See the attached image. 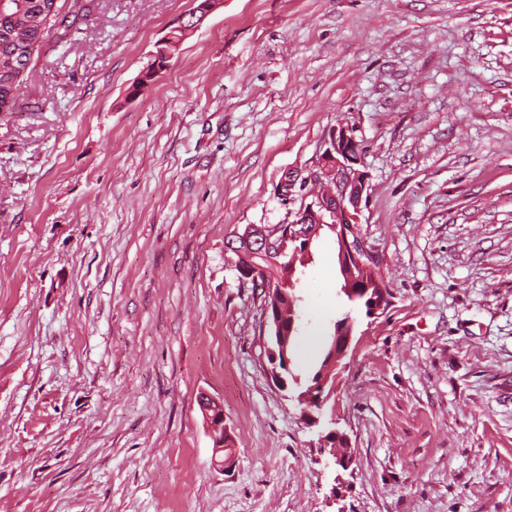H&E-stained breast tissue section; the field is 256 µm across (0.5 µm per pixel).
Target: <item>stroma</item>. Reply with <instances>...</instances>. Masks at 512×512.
<instances>
[{
  "label": "stroma",
  "mask_w": 512,
  "mask_h": 512,
  "mask_svg": "<svg viewBox=\"0 0 512 512\" xmlns=\"http://www.w3.org/2000/svg\"><path fill=\"white\" fill-rule=\"evenodd\" d=\"M192 6L92 0L0 112V512H512V0H217L129 99ZM341 124L392 294L337 381L346 470L224 249ZM312 255L299 376L344 307L333 235ZM171 34L174 45L181 44L183 32L172 30L155 44V51L151 54V60L144 67L140 76L141 85H149L162 71H164L174 58V52L171 50ZM201 405L217 454L224 451V443L227 441L224 438V410L218 401L208 396L202 398ZM327 429V432H318V441L321 449H323L324 453L327 452L332 457L335 465L337 464L343 468H348L352 462V454L349 451V448H346L347 453L345 455H342L340 451H338L340 443H343L344 445L346 444V435L338 428Z\"/></svg>",
  "instance_id": "stroma-1"
}]
</instances>
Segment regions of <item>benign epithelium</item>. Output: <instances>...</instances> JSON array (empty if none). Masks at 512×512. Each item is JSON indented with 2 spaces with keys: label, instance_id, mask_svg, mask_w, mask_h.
I'll list each match as a JSON object with an SVG mask.
<instances>
[{
  "label": "benign epithelium",
  "instance_id": "benign-epithelium-1",
  "mask_svg": "<svg viewBox=\"0 0 512 512\" xmlns=\"http://www.w3.org/2000/svg\"><path fill=\"white\" fill-rule=\"evenodd\" d=\"M173 58L171 35L167 34L155 44L151 60L141 72L140 84L151 83ZM360 164L362 149L354 131L344 126L333 129L321 142L311 166L283 171L275 194L281 204L288 207L287 218L279 224H249L226 244V249L234 255L233 264L242 287L261 295L265 325L271 331V336L262 342L261 354L272 365V381L284 390L287 389L289 359L279 358L278 352L285 351L288 341L297 331V318L293 313L286 314L282 310L285 302L293 306L288 293L282 289L275 294L267 288L268 269L261 261L284 269L285 280L293 279L296 267L290 253L302 248L310 252L323 225L329 224L338 232L342 263L350 269L367 266V260L373 259V254L360 237L349 233L357 223L367 189V175L357 169ZM354 327L355 321L351 319L336 327L333 347L327 365L321 371L318 386L295 397L301 406L302 417L310 427L321 425V418L315 414L316 406L323 405V400L316 396L317 387L329 381L331 374L348 355ZM201 405L215 451L221 452L224 450L223 407L208 396L202 398ZM327 424L331 425L330 429L318 432L320 447L335 464L346 468L352 462V454L343 455L338 451L340 444L346 443V435L335 428L336 418H331Z\"/></svg>",
  "mask_w": 512,
  "mask_h": 512
}]
</instances>
